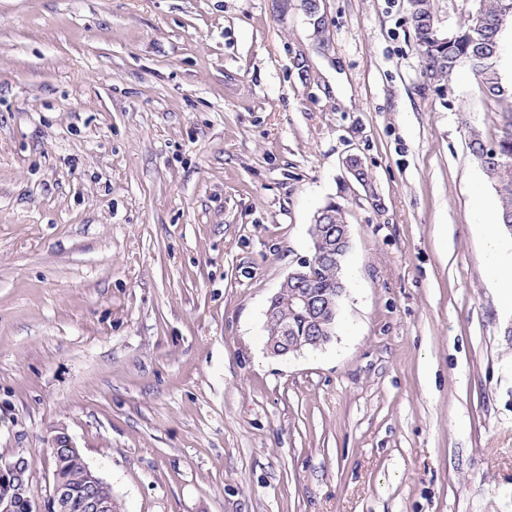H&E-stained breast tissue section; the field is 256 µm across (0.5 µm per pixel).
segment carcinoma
<instances>
[{"label": "carcinoma", "instance_id": "1", "mask_svg": "<svg viewBox=\"0 0 512 512\" xmlns=\"http://www.w3.org/2000/svg\"><path fill=\"white\" fill-rule=\"evenodd\" d=\"M512 0H484L480 34L483 42L472 40V21H467L457 30V38L444 48L429 49L423 46L427 42L430 25L435 23L433 0H409L411 21L415 31L417 45L420 46L424 73L432 78L445 80L451 78L456 70L448 69L451 59L459 56H473L483 52L484 44L500 41V14L505 5ZM486 97L497 102L512 101V85L503 82L498 66L466 63ZM504 129L502 134L488 140L475 128L468 130L472 138L471 155L482 169L498 199L499 226L504 234H509L508 225L512 224V113H503ZM343 264L340 255L333 252L316 258L313 277L307 290L319 295L331 303L339 301L338 281L343 279ZM297 289L283 288L272 297L270 306L273 316L265 319L266 341H276L282 336L284 328H289L291 336L307 335L308 320L298 307ZM55 482L67 485L74 494L72 512H83L80 508L81 493L88 482L90 467L84 461H63L53 464Z\"/></svg>", "mask_w": 512, "mask_h": 512}]
</instances>
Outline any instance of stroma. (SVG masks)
Masks as SVG:
<instances>
[{
  "label": "stroma",
  "mask_w": 512,
  "mask_h": 512,
  "mask_svg": "<svg viewBox=\"0 0 512 512\" xmlns=\"http://www.w3.org/2000/svg\"><path fill=\"white\" fill-rule=\"evenodd\" d=\"M408 0H0V460L67 433L125 512H512V294ZM358 155L368 186L345 169ZM325 346L265 348L328 203ZM488 219L481 216V225L488 229L485 237V257L487 275L491 282L503 281L505 276V266L503 262L500 238L493 231L498 224L486 222ZM486 222V223H485Z\"/></svg>",
  "instance_id": "1"
}]
</instances>
